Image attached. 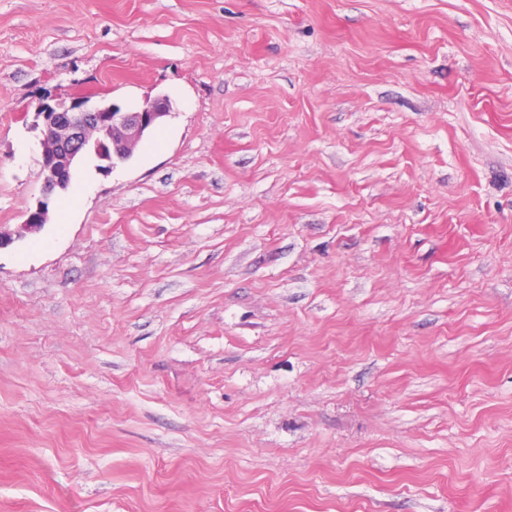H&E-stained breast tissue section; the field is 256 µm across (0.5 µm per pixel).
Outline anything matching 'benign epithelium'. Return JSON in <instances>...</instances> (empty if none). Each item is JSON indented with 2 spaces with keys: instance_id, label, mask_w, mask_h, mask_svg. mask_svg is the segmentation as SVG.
I'll return each mask as SVG.
<instances>
[{
  "instance_id": "benign-epithelium-1",
  "label": "benign epithelium",
  "mask_w": 512,
  "mask_h": 512,
  "mask_svg": "<svg viewBox=\"0 0 512 512\" xmlns=\"http://www.w3.org/2000/svg\"><path fill=\"white\" fill-rule=\"evenodd\" d=\"M170 114L164 96L148 100L139 109L123 112L115 103L94 95L79 93L67 100L43 96L35 108L36 120L41 122L42 199L18 225L16 234L0 231V248L40 231L47 223L49 200L69 186V175L77 160L93 156L104 169L133 155L140 141L163 118Z\"/></svg>"
}]
</instances>
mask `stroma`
I'll return each mask as SVG.
<instances>
[{
    "instance_id": "35a3bbf8",
    "label": "stroma",
    "mask_w": 512,
    "mask_h": 512,
    "mask_svg": "<svg viewBox=\"0 0 512 512\" xmlns=\"http://www.w3.org/2000/svg\"><path fill=\"white\" fill-rule=\"evenodd\" d=\"M171 114L0 248V512H512V0H0L35 105Z\"/></svg>"
}]
</instances>
